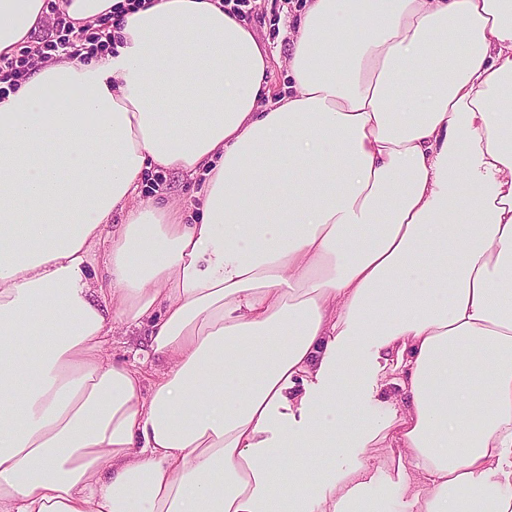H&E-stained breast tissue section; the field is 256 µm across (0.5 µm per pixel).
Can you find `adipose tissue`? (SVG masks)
Instances as JSON below:
<instances>
[{"label":"adipose tissue","mask_w":512,"mask_h":512,"mask_svg":"<svg viewBox=\"0 0 512 512\" xmlns=\"http://www.w3.org/2000/svg\"><path fill=\"white\" fill-rule=\"evenodd\" d=\"M46 11L0 0V56ZM120 20L0 101V512H512V0H311L271 105L221 0ZM203 179L201 175L187 178L177 172L148 171L140 184V199L147 201L165 198L181 206L183 211L193 212L201 202ZM150 329L146 325L118 324L112 334V354L128 363L141 359L143 354L137 353L149 347Z\"/></svg>","instance_id":"obj_1"}]
</instances>
